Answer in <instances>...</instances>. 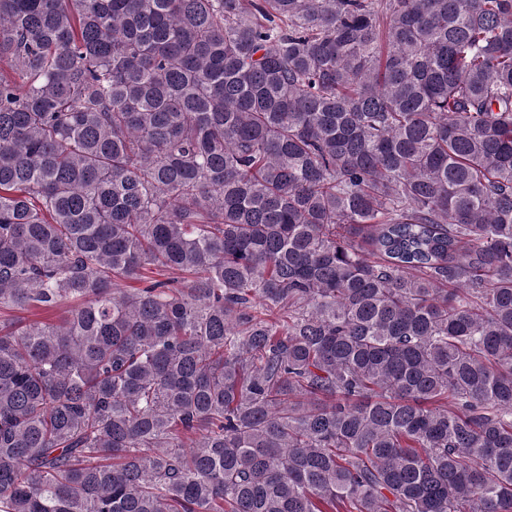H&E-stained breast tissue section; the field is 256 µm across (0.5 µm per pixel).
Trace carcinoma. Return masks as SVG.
<instances>
[{
  "label": "carcinoma",
  "mask_w": 512,
  "mask_h": 512,
  "mask_svg": "<svg viewBox=\"0 0 512 512\" xmlns=\"http://www.w3.org/2000/svg\"><path fill=\"white\" fill-rule=\"evenodd\" d=\"M0 512H512V0H0Z\"/></svg>",
  "instance_id": "cac0c4a2"
}]
</instances>
